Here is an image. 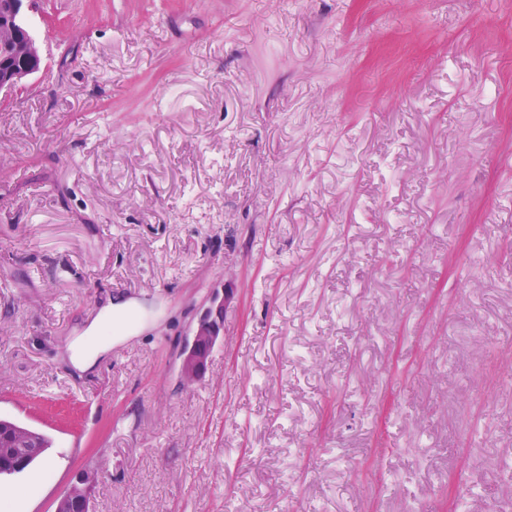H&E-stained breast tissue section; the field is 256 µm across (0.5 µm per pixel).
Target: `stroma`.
Returning <instances> with one entry per match:
<instances>
[{
  "instance_id": "obj_1",
  "label": "stroma",
  "mask_w": 512,
  "mask_h": 512,
  "mask_svg": "<svg viewBox=\"0 0 512 512\" xmlns=\"http://www.w3.org/2000/svg\"><path fill=\"white\" fill-rule=\"evenodd\" d=\"M0 98V512H512V0H36ZM204 377L181 351L214 295ZM111 298L145 328L91 371ZM133 309L132 305L111 303L102 310L98 318L90 324L85 335L80 336L72 345L71 361L75 368L86 372L92 370L98 361L112 349V336H96L102 327L112 326L113 321H120ZM2 438L0 446L1 470L12 468L16 463L25 461L23 470L29 468L51 446L50 440L43 434L21 426L11 420L0 418ZM17 433H25L30 438V444L25 447H13L14 440L10 438ZM92 477L90 471L86 469H81L75 473L73 476L72 482L70 483L67 490L60 496L56 505V512H75V511H65L64 509L69 504H76L81 508L84 504L85 511H88L87 501L85 497L81 494V490L87 483V481Z\"/></svg>"
}]
</instances>
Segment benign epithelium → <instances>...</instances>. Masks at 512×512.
Instances as JSON below:
<instances>
[{
    "instance_id": "7a95c632",
    "label": "benign epithelium",
    "mask_w": 512,
    "mask_h": 512,
    "mask_svg": "<svg viewBox=\"0 0 512 512\" xmlns=\"http://www.w3.org/2000/svg\"><path fill=\"white\" fill-rule=\"evenodd\" d=\"M33 0H0V92H9L40 69L41 56L35 38L24 32L18 24L24 5ZM214 307L200 319L197 328L182 352V372L189 378L203 375L211 351L222 328L224 299L213 300ZM92 477L90 471L75 473L67 490L60 496L56 512H65L70 504H87L81 490Z\"/></svg>"
}]
</instances>
